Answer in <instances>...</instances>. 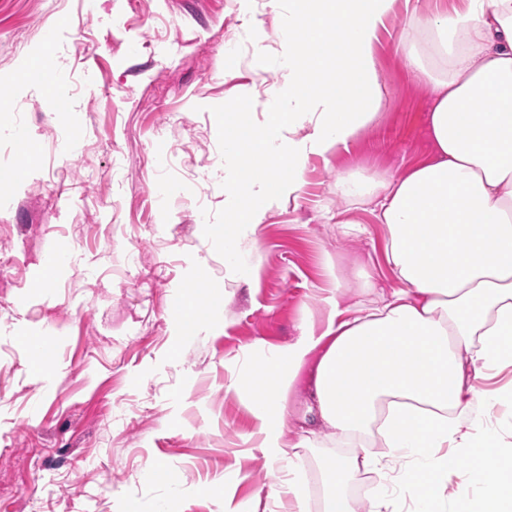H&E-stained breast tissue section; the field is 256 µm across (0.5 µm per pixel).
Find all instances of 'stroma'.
Instances as JSON below:
<instances>
[{
    "label": "stroma",
    "instance_id": "1",
    "mask_svg": "<svg viewBox=\"0 0 512 512\" xmlns=\"http://www.w3.org/2000/svg\"><path fill=\"white\" fill-rule=\"evenodd\" d=\"M268 0H0V92L18 103L0 117V174L20 149L27 175L0 197V512H294L268 500L261 426L235 391L238 359L262 341L288 343L320 324L343 286L369 303L398 287L387 227L366 205L337 196L336 175L402 177L432 155L431 91L398 49L417 24L461 0H398L379 35L376 65L388 88L379 122L330 157H310L298 196L265 216L258 244L225 263V111L243 90L267 116L263 76L280 74ZM239 36L226 53L227 31ZM263 53H256V46ZM40 61L69 102L54 111L22 78ZM204 212L205 224L194 221ZM342 222L368 228L340 235ZM63 267L46 263L59 246ZM203 278L212 311L188 332L167 311L171 291ZM50 340L48 381L20 336ZM482 386L490 418L512 445V365ZM287 446L307 467L312 512H323L319 464L348 453L320 427L305 385L289 398ZM165 462L174 481L148 478Z\"/></svg>",
    "mask_w": 512,
    "mask_h": 512
}]
</instances>
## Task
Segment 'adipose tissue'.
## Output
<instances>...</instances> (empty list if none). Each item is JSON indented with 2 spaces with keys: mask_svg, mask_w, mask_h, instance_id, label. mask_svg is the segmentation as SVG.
I'll return each mask as SVG.
<instances>
[{
  "mask_svg": "<svg viewBox=\"0 0 512 512\" xmlns=\"http://www.w3.org/2000/svg\"><path fill=\"white\" fill-rule=\"evenodd\" d=\"M288 0L281 66L267 87V122L250 120L242 96L224 146V247L256 238L282 195H296L310 156L328 157L382 114L385 87L373 43L394 0ZM426 46L400 49L433 101V156L395 180L336 177L343 198L376 201L387 261L399 282L373 306L327 299L325 329H301L281 346L256 342L239 372L261 423L270 494L309 512L302 456L287 448L285 393L311 366L313 397L337 434L373 430L385 454L358 449L322 464L325 512H357L342 493L363 469L385 476L367 512H438L440 486L467 464L456 512H512V448L489 423L493 399L471 372L512 362V0H466L423 21ZM457 455L445 454V447Z\"/></svg>",
  "mask_w": 512,
  "mask_h": 512,
  "instance_id": "adipose-tissue-1",
  "label": "adipose tissue"
}]
</instances>
